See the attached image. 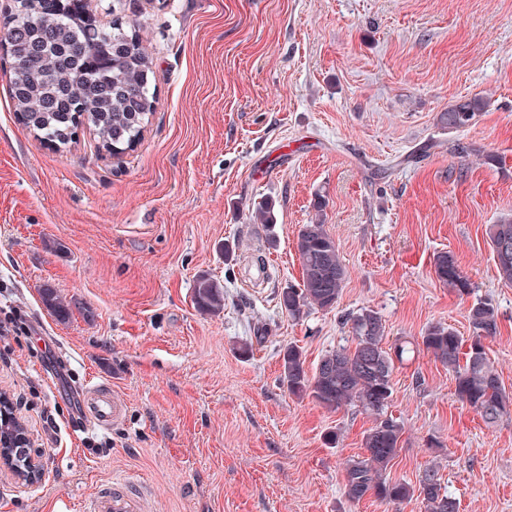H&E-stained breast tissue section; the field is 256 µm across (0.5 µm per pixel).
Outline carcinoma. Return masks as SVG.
I'll list each match as a JSON object with an SVG mask.
<instances>
[{
  "mask_svg": "<svg viewBox=\"0 0 512 512\" xmlns=\"http://www.w3.org/2000/svg\"><path fill=\"white\" fill-rule=\"evenodd\" d=\"M7 32L9 95L18 121L34 138L65 148L74 142L82 121L103 150H123L140 142L156 103L153 62L140 29L115 14L103 25L92 20L83 0H13ZM486 107L487 101L479 95L463 97L450 104L439 121L448 131L460 132ZM487 235L498 275L511 283L512 212L488 225ZM297 251L301 282L281 292V305L294 319L310 308H334L346 279L336 242L324 225H303ZM433 270L439 282L459 296L473 293V283L453 252H437ZM193 298L198 309L218 312L224 308V287L201 276ZM42 300L58 319L69 316V305L55 289H43ZM467 317L473 329L469 339L437 322L427 328L422 344L452 372L458 400L491 426L512 412V393L500 381L483 346V339L497 334L498 311L492 300L478 298L468 307ZM346 323L354 347L327 352L310 374L300 348L290 345L283 350L280 375L282 385L294 396L309 395L333 411L350 406L373 419L363 435L364 453L343 465L346 498L359 502L369 496L401 504L418 495L425 512H459V501L442 487L436 470H425L417 487L387 475L404 434L403 423L388 413L393 378L409 348L400 341L384 346L386 324L370 307L347 316Z\"/></svg>",
  "mask_w": 512,
  "mask_h": 512,
  "instance_id": "cac0c4a2",
  "label": "carcinoma"
}]
</instances>
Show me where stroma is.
<instances>
[{"label":"stroma","instance_id":"35a3bbf8","mask_svg":"<svg viewBox=\"0 0 512 512\" xmlns=\"http://www.w3.org/2000/svg\"><path fill=\"white\" fill-rule=\"evenodd\" d=\"M88 8L140 25L156 110L120 158L86 128L56 149L18 123L0 62V320L28 328L0 335V391L44 459L34 485L0 469V512H79L115 478L144 488L145 512H424L417 497L348 501L342 467L371 419L279 382L284 347L315 368L352 346L344 319L363 307L415 350L394 374L405 431L389 477L415 485L433 467L460 512H512V415L486 426L421 344L436 322L471 336L472 298H491L499 331L484 344L512 391V284L486 235L512 209V0ZM476 94L489 106L457 136L475 148L462 158L437 116ZM317 222L347 276L334 309L295 319L279 294L300 283L297 235ZM446 250L473 297L437 280ZM201 276L223 285V311L194 305ZM90 381L125 400L121 422L72 425Z\"/></svg>","mask_w":512,"mask_h":512}]
</instances>
